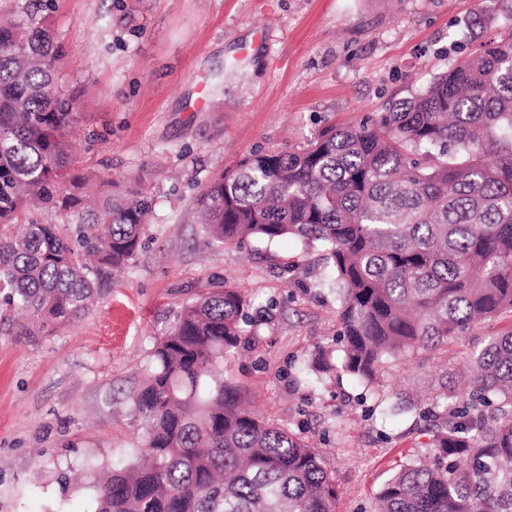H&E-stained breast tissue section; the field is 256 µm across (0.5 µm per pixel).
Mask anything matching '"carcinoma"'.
Masks as SVG:
<instances>
[{
	"label": "carcinoma",
	"mask_w": 512,
	"mask_h": 512,
	"mask_svg": "<svg viewBox=\"0 0 512 512\" xmlns=\"http://www.w3.org/2000/svg\"><path fill=\"white\" fill-rule=\"evenodd\" d=\"M51 9L11 0L0 12V307L30 317L27 336L87 314L136 257L151 213L141 189L78 167L67 128L79 102L55 81ZM196 214L221 245L317 246L340 307L339 350H319L316 372L383 394L388 361L512 316V32L354 126L244 154L201 191ZM248 309L223 286L183 303L130 395L142 457L94 484V512H334L322 454L224 382V357L254 339ZM470 366L443 404L394 407L437 455L389 477L379 512H512V330Z\"/></svg>",
	"instance_id": "obj_1"
}]
</instances>
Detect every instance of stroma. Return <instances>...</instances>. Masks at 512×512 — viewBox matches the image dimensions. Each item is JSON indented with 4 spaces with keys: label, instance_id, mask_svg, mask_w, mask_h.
<instances>
[{
    "label": "stroma",
    "instance_id": "1",
    "mask_svg": "<svg viewBox=\"0 0 512 512\" xmlns=\"http://www.w3.org/2000/svg\"><path fill=\"white\" fill-rule=\"evenodd\" d=\"M58 82L82 106L84 156L152 196L132 264L99 302L48 336L0 327V512H93L95 479L140 457L128 396L183 301L216 284L250 302L257 337L224 362L249 408L321 448L336 512H373L396 468L433 462L427 435L387 403L429 402L469 369L468 347L383 371L386 401L349 377L317 382L338 301L319 249L214 242L194 200L252 150L299 147L325 126L357 124L408 97L493 37L481 0H54ZM219 107L192 109L199 84Z\"/></svg>",
    "mask_w": 512,
    "mask_h": 512
}]
</instances>
